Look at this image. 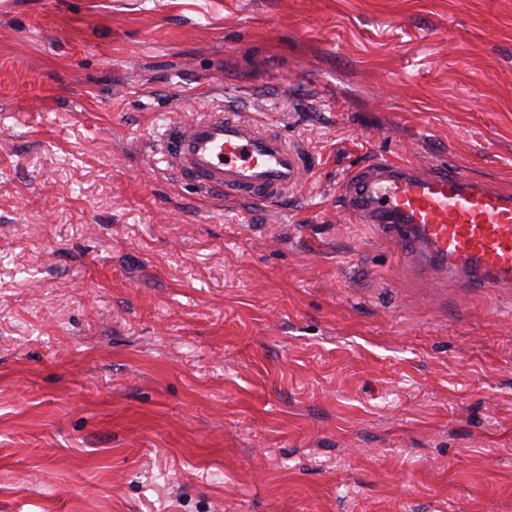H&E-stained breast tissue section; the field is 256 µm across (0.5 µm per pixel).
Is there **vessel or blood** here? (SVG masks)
<instances>
[{"instance_id":"b4317fda","label":"vessel or blood","mask_w":512,"mask_h":512,"mask_svg":"<svg viewBox=\"0 0 512 512\" xmlns=\"http://www.w3.org/2000/svg\"><path fill=\"white\" fill-rule=\"evenodd\" d=\"M155 149L177 179L228 200L276 205L311 171L300 148L238 112L170 120ZM343 211L376 224L442 287L512 288V193L455 167L376 158L346 175Z\"/></svg>"}]
</instances>
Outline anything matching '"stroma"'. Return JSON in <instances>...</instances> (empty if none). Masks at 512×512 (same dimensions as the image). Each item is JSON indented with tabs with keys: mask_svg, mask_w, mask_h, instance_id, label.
Segmentation results:
<instances>
[{
	"mask_svg": "<svg viewBox=\"0 0 512 512\" xmlns=\"http://www.w3.org/2000/svg\"><path fill=\"white\" fill-rule=\"evenodd\" d=\"M219 108L287 200L151 152ZM379 156L512 190V0H0V512H512V296L339 211ZM155 150L177 179L251 204L276 205L312 172L302 149L245 114L224 109L171 119Z\"/></svg>",
	"mask_w": 512,
	"mask_h": 512,
	"instance_id": "stroma-1",
	"label": "stroma"
}]
</instances>
